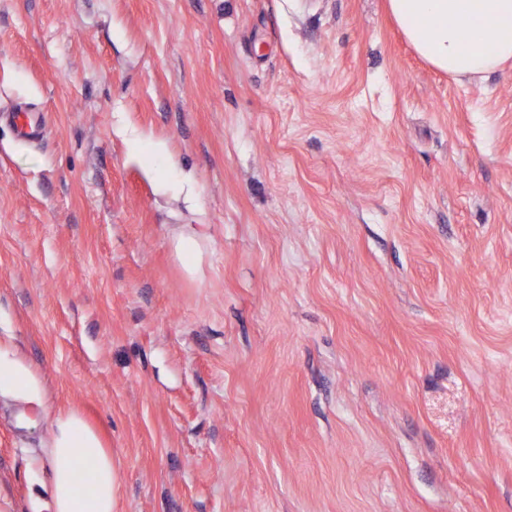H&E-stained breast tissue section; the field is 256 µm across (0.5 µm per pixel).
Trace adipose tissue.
I'll return each instance as SVG.
<instances>
[{
  "instance_id": "ef3b65f1",
  "label": "adipose tissue",
  "mask_w": 512,
  "mask_h": 512,
  "mask_svg": "<svg viewBox=\"0 0 512 512\" xmlns=\"http://www.w3.org/2000/svg\"><path fill=\"white\" fill-rule=\"evenodd\" d=\"M387 9L416 53L452 79L481 77L512 61V0H387ZM0 402L52 415L41 437L52 471L47 512H116L111 451L78 409H50L42 378L9 336H0ZM89 458L95 466L77 482Z\"/></svg>"
}]
</instances>
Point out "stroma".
Listing matches in <instances>:
<instances>
[{
  "label": "stroma",
  "mask_w": 512,
  "mask_h": 512,
  "mask_svg": "<svg viewBox=\"0 0 512 512\" xmlns=\"http://www.w3.org/2000/svg\"><path fill=\"white\" fill-rule=\"evenodd\" d=\"M19 104L0 334L118 512H512V65L448 78L385 0H0ZM20 412L0 512L51 483Z\"/></svg>",
  "instance_id": "35a3bbf8"
}]
</instances>
